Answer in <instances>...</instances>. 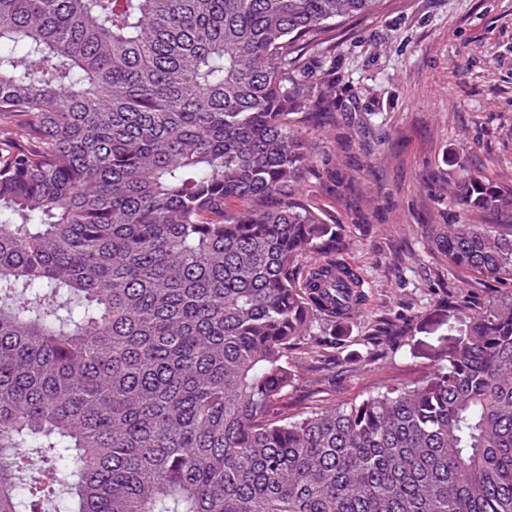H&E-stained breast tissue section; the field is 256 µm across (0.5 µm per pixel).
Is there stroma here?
<instances>
[{"instance_id":"obj_1","label":"stroma","mask_w":512,"mask_h":512,"mask_svg":"<svg viewBox=\"0 0 512 512\" xmlns=\"http://www.w3.org/2000/svg\"><path fill=\"white\" fill-rule=\"evenodd\" d=\"M311 86L330 92V123L295 125L311 161L293 196L339 225L342 256L364 280L357 313L318 325L335 364L301 348L290 396L342 404L444 364L473 313L512 285L448 268L428 232L440 224H512L459 205L458 163L512 185V0H383L337 25L306 55ZM401 316L410 330L372 345L369 326Z\"/></svg>"}]
</instances>
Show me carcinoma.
<instances>
[{"instance_id": "obj_1", "label": "carcinoma", "mask_w": 512, "mask_h": 512, "mask_svg": "<svg viewBox=\"0 0 512 512\" xmlns=\"http://www.w3.org/2000/svg\"><path fill=\"white\" fill-rule=\"evenodd\" d=\"M380 2L0 0V512H512L511 298L415 383L288 412V348L367 301L288 197L335 108L304 52ZM456 200L512 185L462 163ZM431 242L512 282L511 224Z\"/></svg>"}]
</instances>
